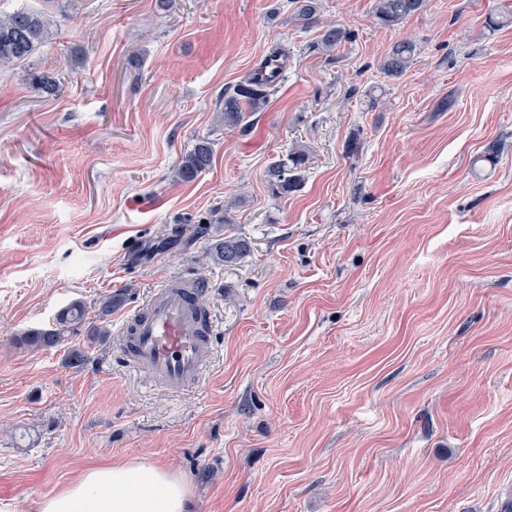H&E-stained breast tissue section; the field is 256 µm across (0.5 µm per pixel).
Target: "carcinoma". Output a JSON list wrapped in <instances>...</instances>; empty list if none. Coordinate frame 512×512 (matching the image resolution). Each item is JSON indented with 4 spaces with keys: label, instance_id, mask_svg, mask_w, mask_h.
I'll use <instances>...</instances> for the list:
<instances>
[{
    "label": "carcinoma",
    "instance_id": "carcinoma-1",
    "mask_svg": "<svg viewBox=\"0 0 512 512\" xmlns=\"http://www.w3.org/2000/svg\"><path fill=\"white\" fill-rule=\"evenodd\" d=\"M425 3L426 0H375L374 12L382 25L395 26L419 12ZM50 27V18L42 13L17 10L0 14V66L21 61L34 54L47 41ZM350 39V30L328 23L322 26L316 49L321 53H330ZM416 53L417 44L413 40H398L380 61L379 71L388 78H399L412 66ZM287 61L288 54L278 50L232 89L224 92L223 106L218 108L224 128L243 130L247 127L246 118L267 105L269 95L279 83ZM31 81L35 88L46 94H54L59 90L56 79L48 73L34 74ZM308 158V148L299 145L287 155L272 161L266 170V180L272 191L286 195L297 190L302 183L301 170ZM212 160L211 142L205 138L200 139L193 150L182 157L175 176L181 181L190 182L211 167ZM250 253L251 245L247 238L229 234L212 242L207 256L217 265L235 266ZM85 320L84 304L74 302L57 315L53 326L28 331L24 341L38 349L56 347L67 339L75 326Z\"/></svg>",
    "mask_w": 512,
    "mask_h": 512
}]
</instances>
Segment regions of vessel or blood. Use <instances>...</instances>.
Listing matches in <instances>:
<instances>
[{
    "instance_id": "obj_1",
    "label": "vessel or blood",
    "mask_w": 512,
    "mask_h": 512,
    "mask_svg": "<svg viewBox=\"0 0 512 512\" xmlns=\"http://www.w3.org/2000/svg\"><path fill=\"white\" fill-rule=\"evenodd\" d=\"M203 287L197 278L163 279L122 321L127 363L145 370L157 390L177 393L199 386L213 363L216 327L198 302Z\"/></svg>"
}]
</instances>
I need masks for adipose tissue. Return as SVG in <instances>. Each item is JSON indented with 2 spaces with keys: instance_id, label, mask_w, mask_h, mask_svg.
Wrapping results in <instances>:
<instances>
[{
  "instance_id": "ef3b65f1",
  "label": "adipose tissue",
  "mask_w": 512,
  "mask_h": 512,
  "mask_svg": "<svg viewBox=\"0 0 512 512\" xmlns=\"http://www.w3.org/2000/svg\"><path fill=\"white\" fill-rule=\"evenodd\" d=\"M187 488L171 470L144 460L86 469L81 479L45 497L38 512H186Z\"/></svg>"
}]
</instances>
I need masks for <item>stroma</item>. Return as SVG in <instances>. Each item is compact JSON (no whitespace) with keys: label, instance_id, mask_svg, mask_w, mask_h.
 I'll list each match as a JSON object with an SVG mask.
<instances>
[{"label":"stroma","instance_id":"35a3bbf8","mask_svg":"<svg viewBox=\"0 0 512 512\" xmlns=\"http://www.w3.org/2000/svg\"><path fill=\"white\" fill-rule=\"evenodd\" d=\"M319 6L354 34L328 55L295 0H0L53 21L0 69V512H38L112 459L184 477L188 512H499L512 26L487 19L512 0H427L392 28L374 0ZM403 38L419 53L386 78L378 64ZM279 49L277 91L226 132L219 98ZM33 71L58 93L36 91ZM201 138L211 168L176 179ZM296 143L311 150L304 181L274 195L266 167ZM230 232L250 256L212 264ZM183 273L206 283L215 358L173 396L117 343L121 318ZM76 301L88 314L66 343H24ZM95 324L108 335L92 343Z\"/></svg>","mask_w":512,"mask_h":512}]
</instances>
